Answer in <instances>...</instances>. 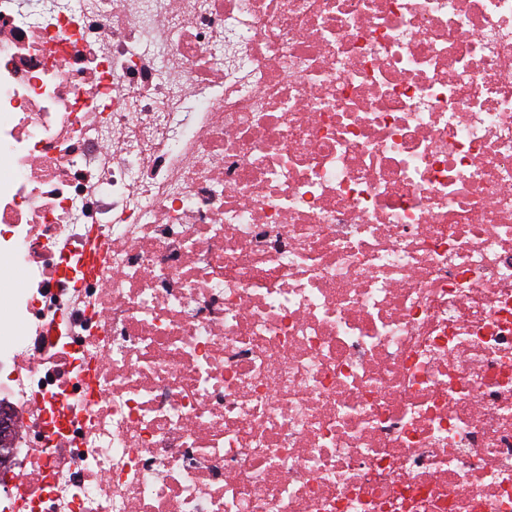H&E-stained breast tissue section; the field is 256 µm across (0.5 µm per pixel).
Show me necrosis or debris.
I'll list each match as a JSON object with an SVG mask.
<instances>
[{
    "label": "necrosis or debris",
    "mask_w": 512,
    "mask_h": 512,
    "mask_svg": "<svg viewBox=\"0 0 512 512\" xmlns=\"http://www.w3.org/2000/svg\"><path fill=\"white\" fill-rule=\"evenodd\" d=\"M0 512H512V0H0Z\"/></svg>",
    "instance_id": "necrosis-or-debris-1"
}]
</instances>
